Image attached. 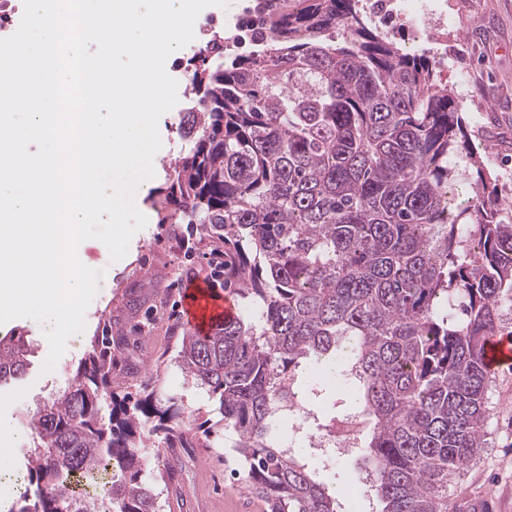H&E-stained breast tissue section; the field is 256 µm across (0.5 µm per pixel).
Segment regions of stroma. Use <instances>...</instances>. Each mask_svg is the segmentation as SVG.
<instances>
[{
  "label": "stroma",
  "mask_w": 512,
  "mask_h": 512,
  "mask_svg": "<svg viewBox=\"0 0 512 512\" xmlns=\"http://www.w3.org/2000/svg\"><path fill=\"white\" fill-rule=\"evenodd\" d=\"M418 27L396 29L391 38L405 52L435 58L434 19L448 23V56L440 68L443 86L461 100L460 115L468 144L479 152L497 186L512 184V0H428ZM179 97L158 122L162 147L157 153L156 188L167 185L168 171L188 147L179 131L190 107ZM139 210L148 222L132 237L129 260L114 266L99 240H85L89 267H115L111 288L98 292L85 315L83 332L72 335L50 372L42 367L49 345L42 324L18 318L0 324V336L22 333L33 344L28 373L20 383L0 389V448L9 449L13 468L23 471L36 442L30 428L34 413L67 385V368L84 361L91 350L104 352L115 377L113 390L138 400L147 380H155L162 397L176 398L190 421L203 432L215 419L214 400L182 372L177 354L187 324L181 291L190 281L208 280L206 248L186 225L161 224L150 201ZM488 444L469 469L448 484V512H512V370L493 375L487 392ZM233 432L214 433L209 447L189 441L165 459L153 453L157 439L146 442V475L160 494L161 512H263L240 476L234 475Z\"/></svg>",
  "instance_id": "35a3bbf8"
}]
</instances>
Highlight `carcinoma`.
Returning <instances> with one entry per match:
<instances>
[{
    "label": "carcinoma",
    "instance_id": "1",
    "mask_svg": "<svg viewBox=\"0 0 512 512\" xmlns=\"http://www.w3.org/2000/svg\"><path fill=\"white\" fill-rule=\"evenodd\" d=\"M358 2L282 0L261 50L213 42L188 59L191 146L152 200L158 223L199 226L243 306L206 336L185 331L179 358L216 396V426L238 436L266 512H341L274 416L283 381L342 357L374 423L359 448L372 512H448V477L486 444L483 351L512 304V223L490 204L480 156L458 151V98ZM471 167L476 202L455 212L449 195ZM32 354L25 336L0 337V387ZM144 390L116 398L107 359L88 355L32 418L34 493L9 512H160L143 448L154 436L176 448L187 430L174 398Z\"/></svg>",
    "mask_w": 512,
    "mask_h": 512
}]
</instances>
